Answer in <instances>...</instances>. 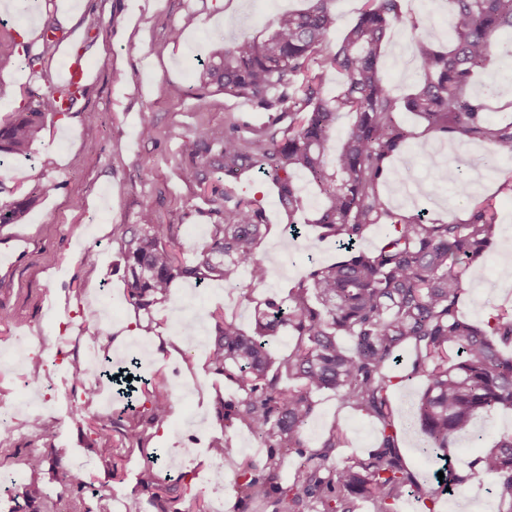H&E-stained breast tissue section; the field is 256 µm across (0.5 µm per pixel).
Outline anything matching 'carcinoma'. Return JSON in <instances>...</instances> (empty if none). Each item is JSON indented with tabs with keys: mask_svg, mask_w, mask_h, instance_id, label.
<instances>
[{
	"mask_svg": "<svg viewBox=\"0 0 512 512\" xmlns=\"http://www.w3.org/2000/svg\"><path fill=\"white\" fill-rule=\"evenodd\" d=\"M334 2L309 0L306 9L277 15L247 39L204 49L189 87L199 108L208 106L214 87L267 112L281 113L288 105V125L280 126L281 117L275 116L246 136L244 122L233 119L220 138L199 127L183 143L195 162L181 169L180 177L209 189L211 211L222 216L211 225L210 240L197 257L180 259L174 225L154 223L149 206L141 223L116 224L112 235L121 244L133 305L147 313L168 297L178 279L199 285L218 278L239 288L244 271L249 286L262 285L269 270L256 249L266 227L264 211L257 201L224 189L218 175L236 178L261 171L292 219L304 209L295 177L306 174L326 199L314 223L323 237L334 240L340 259L311 262L288 299L266 298L250 333L235 320L219 317L208 367L234 383L237 395L221 400L218 413L225 427L239 423L269 449L263 465L248 461L238 475L246 496L276 494L275 512H356L361 499L373 501L377 512H397L406 495L429 496L398 451L390 367L402 364L405 352H411L408 376L426 381L416 409L425 452L443 457L476 414L512 409V356L499 349L512 346V316L498 314L479 326L459 314L465 281L482 273L494 241L492 207L476 204L467 220L439 223L422 213L396 214L380 196L389 161L415 137L399 120L404 111L416 113L430 132L487 144L491 163L512 157V122L487 116L486 99L497 94L496 87L488 86L483 98L468 92L471 77L492 55L496 34L512 28V0H447L451 47L438 50L426 37L417 38L413 56L422 79L401 99L380 77L381 49L401 18L400 0H364L357 22L331 51L325 45L337 25ZM56 30L46 24L43 51L35 52L0 22V67L19 59L33 74H42ZM331 70L343 72L347 81L342 92L327 97L323 81ZM297 78L301 84L288 93ZM82 95L69 86L30 93L27 103L0 122V163L6 155H28L45 117L66 112L63 102L73 105ZM342 113L351 123L332 155L329 142ZM435 180L462 183L464 173L438 164ZM35 200L30 193L0 205V225L21 223ZM375 225L388 231L376 250L364 252L357 243ZM284 330L293 344L275 357L270 346ZM341 336L352 342V350L338 344ZM325 391L373 418L381 440L367 456H350L338 465L332 454L344 447L345 433L334 426L283 487L277 482L281 450L305 447L315 396ZM142 394L147 420L140 421L136 412L122 428L131 447L146 440L141 424L162 423L173 409L163 377L145 381ZM89 427L96 455L112 459V423L94 416ZM45 462L44 454L29 451L22 458L23 472L35 475ZM486 478L492 479L502 512H512V435L469 461L466 473L451 481L475 484ZM86 479L82 468L63 469L62 490L56 494L36 480L23 482L9 512H27L35 504L32 512H56L65 495L70 512H93L78 497Z\"/></svg>",
	"mask_w": 512,
	"mask_h": 512,
	"instance_id": "cac0c4a2",
	"label": "carcinoma"
}]
</instances>
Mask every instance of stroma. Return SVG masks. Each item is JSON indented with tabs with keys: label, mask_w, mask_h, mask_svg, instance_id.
Segmentation results:
<instances>
[{
	"label": "stroma",
	"mask_w": 512,
	"mask_h": 512,
	"mask_svg": "<svg viewBox=\"0 0 512 512\" xmlns=\"http://www.w3.org/2000/svg\"><path fill=\"white\" fill-rule=\"evenodd\" d=\"M305 5L306 0H79L73 6L69 0H39L33 10L27 0H18L15 7L0 10V20L33 49L43 44L41 24L53 22L60 35L42 77H32L22 64L0 69V81L15 88L13 99L0 102V122L28 100L30 91L61 86L68 56L83 54L95 76L70 112L47 117L32 159L0 166V203L34 192L48 181L56 185L50 194L38 197L24 223L0 227V309L15 316L14 322L0 323V347L17 336L28 340L26 362H0V407L11 409L15 417L10 429H0V449H12L17 455L31 449L42 452L48 462L41 479L50 489L59 487L60 467L81 464L89 474L84 490L87 503L93 506L106 499L110 512H162L156 487L175 480L185 488L181 512L195 501L204 504L206 512H274L265 501L245 498L237 486L244 463H263L267 451L246 427L225 428L217 402L232 395L231 384L209 370L206 350L174 357L158 348L156 339L179 336L191 328L205 342H212L216 310L252 328L261 300L286 297L306 275L310 260H335V246L320 239L313 223L324 206L323 198L306 175H298L305 209L296 217L302 226L296 238L289 234L288 218L265 176L252 171L225 179L227 188L258 200L265 210L270 229L257 253L269 267L268 281L253 288H228L220 281L199 287L179 280L172 284L168 301L148 314L128 300L124 256L112 227L138 223L142 206L151 204L155 223L176 225L180 257L195 258L209 240L215 217L200 187L179 176L181 167L192 162L181 148L183 140L201 125L219 137L230 118H242L256 129L269 117L245 99L221 92L210 95L206 110H198L188 92L195 56L200 47H219L251 36L278 13ZM33 14L40 23L34 30L27 26ZM173 24L184 32L176 42L168 36ZM423 33L435 48H449L446 0H401V19L383 46L381 64V77L395 96L410 93L421 79L412 47L414 38ZM129 35L143 44L142 54L126 49ZM497 43L469 91L479 94L487 85H495L498 93L489 100V117L495 122L512 121V32L502 31ZM89 112L97 113L96 122L86 120ZM145 118L154 126L149 140L139 135ZM401 118L417 138L389 162L381 188L384 203L398 213L421 211L437 221L457 222L468 215L473 203L491 202L497 234L482 275L465 283L460 311L476 322L512 313V278L500 274L505 263H512V159L487 166L484 144L425 132L410 112ZM422 141L428 144L424 154L418 148ZM445 156L467 168H479L480 176L463 186L435 182L432 166ZM89 250L96 255L91 265L83 261ZM128 322L136 335L117 339L115 328ZM95 332L101 336L99 354L110 355L116 365L136 355L142 374L165 376L174 396L168 420L148 428L143 446L120 449L111 466L95 457L84 420L72 413L81 396L71 378L74 368H82L84 381L98 385L101 395L110 390L100 381L98 370L85 367L87 338ZM34 361L43 369L35 380L28 372ZM191 374L200 375V382L188 384ZM424 388V379L413 378L396 382L392 390L401 433L399 453L432 493L424 504L407 498L398 512H499L500 502L488 485L468 484L448 493L442 490L438 474L464 472L472 458L501 436L511 435L512 411L482 414L475 435L457 437L448 460L433 465L422 452L424 438L415 417ZM30 399L40 406L42 417L56 421L54 435L30 432V412L23 406ZM316 401V414L305 436L308 450L318 449L335 424L346 435L338 457L364 456L376 448L380 427L374 420L342 406L330 392L318 394ZM226 435L232 438L234 454L201 463L198 449ZM157 452L175 459L177 466L156 468L153 484L143 485L142 472Z\"/></svg>",
	"instance_id": "stroma-1"
}]
</instances>
